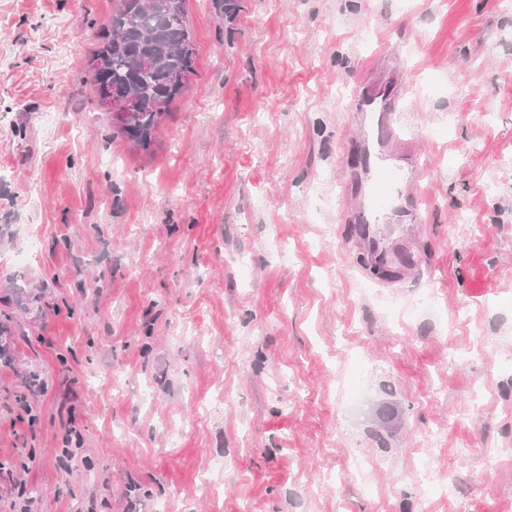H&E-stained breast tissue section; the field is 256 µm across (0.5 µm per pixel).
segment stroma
<instances>
[{
	"label": "stroma",
	"mask_w": 512,
	"mask_h": 512,
	"mask_svg": "<svg viewBox=\"0 0 512 512\" xmlns=\"http://www.w3.org/2000/svg\"><path fill=\"white\" fill-rule=\"evenodd\" d=\"M232 4L187 0L142 149L87 66L115 0H0V512H512V9ZM383 50L433 197L393 287L340 204Z\"/></svg>",
	"instance_id": "1"
}]
</instances>
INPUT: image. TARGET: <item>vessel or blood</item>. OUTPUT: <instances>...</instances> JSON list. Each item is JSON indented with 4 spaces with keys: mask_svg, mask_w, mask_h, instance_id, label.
Segmentation results:
<instances>
[{
    "mask_svg": "<svg viewBox=\"0 0 512 512\" xmlns=\"http://www.w3.org/2000/svg\"><path fill=\"white\" fill-rule=\"evenodd\" d=\"M393 54H379L372 80L358 93L354 119L358 137L354 147L361 163L357 170L359 191L345 220L356 225L360 243L381 265H394L400 278L416 270L409 261L407 232L428 221L430 198L421 173L406 160L414 149L399 137L401 101L406 88L403 75L393 66Z\"/></svg>",
    "mask_w": 512,
    "mask_h": 512,
    "instance_id": "b4317fda",
    "label": "vessel or blood"
}]
</instances>
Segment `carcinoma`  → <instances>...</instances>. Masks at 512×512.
I'll return each instance as SVG.
<instances>
[{
	"instance_id": "carcinoma-1",
	"label": "carcinoma",
	"mask_w": 512,
	"mask_h": 512,
	"mask_svg": "<svg viewBox=\"0 0 512 512\" xmlns=\"http://www.w3.org/2000/svg\"><path fill=\"white\" fill-rule=\"evenodd\" d=\"M187 0H117L104 27L103 45L88 66L95 93L108 88L112 102H137L134 112H114L112 127L137 147L154 138L173 100L185 84L174 83L178 73L194 72L195 53L186 25Z\"/></svg>"
}]
</instances>
